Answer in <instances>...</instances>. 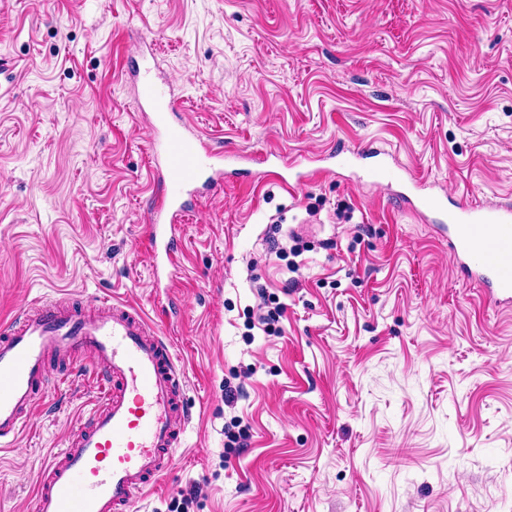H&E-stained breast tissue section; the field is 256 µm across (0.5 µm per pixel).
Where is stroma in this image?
Returning <instances> with one entry per match:
<instances>
[{"label": "stroma", "mask_w": 512, "mask_h": 512, "mask_svg": "<svg viewBox=\"0 0 512 512\" xmlns=\"http://www.w3.org/2000/svg\"><path fill=\"white\" fill-rule=\"evenodd\" d=\"M148 42L225 150L368 146L428 190L512 204V0H0V321L109 295L186 372L182 443L133 512H512V308L360 168L201 194L159 297L131 76ZM68 370L49 361L58 395L0 453V512H33L44 457L95 404Z\"/></svg>", "instance_id": "35a3bbf8"}]
</instances>
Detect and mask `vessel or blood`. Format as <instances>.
Instances as JSON below:
<instances>
[{"instance_id":"obj_1","label":"vessel or blood","mask_w":512,"mask_h":512,"mask_svg":"<svg viewBox=\"0 0 512 512\" xmlns=\"http://www.w3.org/2000/svg\"><path fill=\"white\" fill-rule=\"evenodd\" d=\"M135 97L151 111L150 147L159 189L150 207L147 241L168 280L182 266L179 239L185 215L199 191L224 187V165L236 155L214 148L207 137L177 120V97L151 72L138 74ZM262 177L295 191L328 174L315 165L296 170L280 152H266ZM376 185L400 186V199L421 218L436 217L451 234L460 267L485 296L512 308V205L479 206L449 201L447 192L422 193L402 167L377 164L366 172ZM82 353L78 373L101 392L89 419L64 448L42 465L34 512H132L139 495L159 484L185 430L183 391L172 346L135 307L107 297L74 309L57 300L35 301L0 324V447L13 444L48 396L49 360Z\"/></svg>"}]
</instances>
